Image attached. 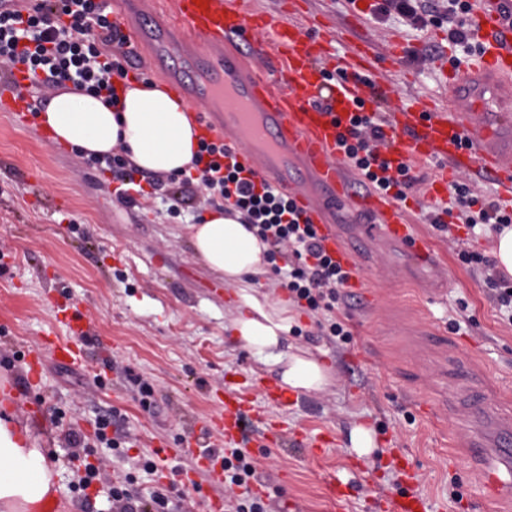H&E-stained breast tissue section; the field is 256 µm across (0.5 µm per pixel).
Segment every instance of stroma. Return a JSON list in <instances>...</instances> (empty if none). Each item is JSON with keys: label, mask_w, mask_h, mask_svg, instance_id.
Listing matches in <instances>:
<instances>
[{"label": "stroma", "mask_w": 512, "mask_h": 512, "mask_svg": "<svg viewBox=\"0 0 512 512\" xmlns=\"http://www.w3.org/2000/svg\"><path fill=\"white\" fill-rule=\"evenodd\" d=\"M299 2L295 21L314 36L355 13L348 0ZM362 20L381 52L377 73L388 93L387 110L410 100H447L441 71L411 59L396 65L386 57L394 39L408 50L425 41L447 47L446 28L419 34L376 23L368 13ZM42 133L36 120L21 128L0 112V379L9 383L12 411L60 462L61 490L47 512H112L108 484L133 472L136 491L146 494L152 481L137 471L142 457L157 462L171 504L181 512H210V502H224L223 486L211 483L177 448L182 436L201 428L208 446L223 447L216 421L224 388L241 381L256 415L331 439L316 458L293 445L250 449L254 478L268 485L264 500L271 512H364L370 500L399 490L398 448L409 450L421 489L435 506L466 512L468 500L477 497V477L448 468L449 453L459 452L477 421L466 413V399L491 396L499 406H512V323L501 318L482 276L458 259L464 247L492 255L494 231L468 235L453 216L447 230H438L429 220L432 195L409 193L401 206L442 256L447 294L434 300L422 290L432 276L429 268L355 241L368 266L344 316L352 342L330 343L318 332L317 313L290 307L297 330L289 344L330 367L335 382L322 392L292 393L282 409L264 393L265 385L276 384L275 375L228 331L236 295L194 255L187 224L170 219L154 199L133 209L114 202L109 175L87 168L73 147L43 141ZM67 305L84 314L85 336L57 322L58 309ZM48 337L82 345L86 361L68 365L54 358L43 346ZM33 358L39 364L32 372L27 362ZM136 376L155 388L153 411H144L136 398L130 384ZM421 391L438 407L437 426L416 410ZM105 415L113 428L129 433L130 449L126 459H104L101 481L83 497L71 488L78 476L70 434L93 437L96 420ZM357 424L376 434L371 456L347 447V433ZM355 465L367 479L355 498L336 509L320 475L333 469L347 480Z\"/></svg>", "instance_id": "1"}]
</instances>
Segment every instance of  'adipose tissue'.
<instances>
[{"mask_svg": "<svg viewBox=\"0 0 512 512\" xmlns=\"http://www.w3.org/2000/svg\"><path fill=\"white\" fill-rule=\"evenodd\" d=\"M38 119L54 142L88 155L125 143L137 167L157 174L190 169L198 151L199 135L186 105L159 84L129 86L115 106L75 89L62 90ZM190 230L196 256L237 288L236 314L229 324L237 345L277 373L282 387L321 392L331 385L327 366L309 353L283 349L294 322L287 301L260 298L259 285L244 283L245 276L265 273L268 244L218 210ZM56 475L30 428L16 415L0 416V512H40L59 490Z\"/></svg>", "mask_w": 512, "mask_h": 512, "instance_id": "adipose-tissue-1", "label": "adipose tissue"}]
</instances>
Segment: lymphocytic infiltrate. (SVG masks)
<instances>
[{
    "label": "lymphocytic infiltrate",
    "instance_id": "obj_1",
    "mask_svg": "<svg viewBox=\"0 0 512 512\" xmlns=\"http://www.w3.org/2000/svg\"><path fill=\"white\" fill-rule=\"evenodd\" d=\"M373 17L379 22L394 19L419 32L447 27L448 40L459 47V54L445 57L436 46L426 43L415 55L423 63L444 58L457 67L477 48L471 36L470 0H379ZM125 45V36L110 19L106 0H34L33 6L24 10L0 11V76L12 77L21 66L38 76V89L30 105L34 112L49 104L53 91L68 84L110 103L118 99L116 81L132 77L142 85H152L151 75L135 65ZM355 109L357 114L342 134L340 146L349 165L360 174L358 187L406 200L408 192L421 183V176L412 166L393 168L380 159L377 144L385 138L383 128L364 116V102H357ZM231 155L226 145L200 141L190 175L142 171L122 145L111 153L89 156L86 164L110 173L115 184L113 195L126 207L137 206L140 198L149 196L161 199L168 214L176 218L193 209L196 197L201 196L216 208L230 207L239 212L240 222L255 229L269 244L266 257L275 264V272L293 301L323 313L318 328L329 341L350 343L352 334L337 314L351 298L346 290L348 272L330 254L315 226L300 223L293 202L257 180L252 170L233 161ZM130 184L136 186V195L125 193V186ZM452 189L453 203L468 230L480 224L492 225L498 231L512 225V215H506L496 201H479L467 183H455ZM458 258L469 267L485 270L490 299L496 308L512 313V287L505 276L490 274L489 259L465 248ZM222 464L231 484L241 489L234 512H269L261 496L247 489L255 468L246 450L232 449ZM134 482L128 475L112 484V499L122 503V512H170L162 487H153L148 496L138 497L132 492Z\"/></svg>",
    "mask_w": 512,
    "mask_h": 512
}]
</instances>
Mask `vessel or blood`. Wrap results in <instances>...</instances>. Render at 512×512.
<instances>
[{
    "mask_svg": "<svg viewBox=\"0 0 512 512\" xmlns=\"http://www.w3.org/2000/svg\"><path fill=\"white\" fill-rule=\"evenodd\" d=\"M472 28L481 49L459 68L445 71L449 89L469 93L471 103L464 115L454 105H414L382 113L385 91L376 79V46L349 29L347 55H339L338 36L326 31L321 39L310 38L299 24L251 8L249 0H167L165 16L149 29L134 28L128 19L130 0H111L112 20L130 46L151 45L156 75L179 89L187 103L231 88L232 107L242 122L260 114L265 134L279 159L251 161L258 178L289 197L300 221L314 224L325 247L352 275H359L364 263L337 232L332 218L347 212L357 219V236L402 250L410 262L420 267L441 268L435 248L417 238L403 211L388 195L372 192L353 195L350 173L339 139L348 125L354 105L365 101L369 117H384L383 156L391 166L436 160L440 168L430 184L432 196H442L449 183L473 174H489L499 187L502 200L512 202V148H498L502 130L512 128L505 113L512 108V26L500 11V0H471ZM258 33L271 34V53L254 49L242 55L237 41L250 40ZM334 60L346 67L348 77L326 84L322 61ZM35 76L19 68L13 77L0 83V108L25 119L31 103ZM204 139L234 147L240 131L225 124L223 115L199 116ZM301 165L311 176L302 186L288 177L289 169ZM224 409L218 421L224 443L238 446L244 422L251 414L247 397L236 390L224 392ZM468 452L454 456L459 470L476 468L480 458L496 457L512 472V450L494 448L483 436L470 437ZM182 451L201 463L213 481L224 474L221 461L210 458L201 436L183 441ZM415 471L406 481L414 483ZM322 482L336 504H344L350 484L329 471ZM384 500L382 512H435L432 504L408 489ZM480 499L487 512H496L504 498H512V480L504 481L492 470L481 473Z\"/></svg>",
    "mask_w": 512,
    "mask_h": 512,
    "instance_id": "obj_1",
    "label": "vessel or blood"
}]
</instances>
